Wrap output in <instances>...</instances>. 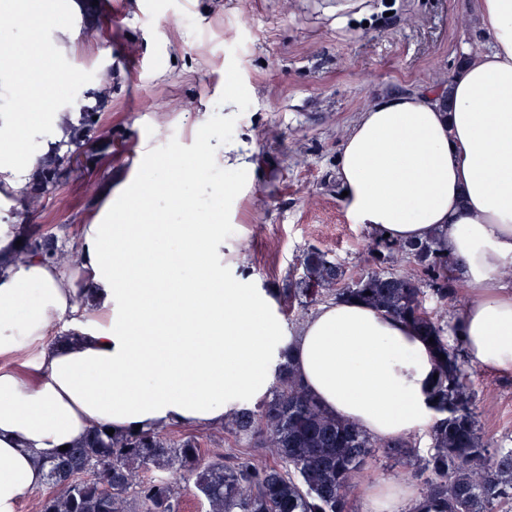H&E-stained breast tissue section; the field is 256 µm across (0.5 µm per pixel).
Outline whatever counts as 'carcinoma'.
Returning <instances> with one entry per match:
<instances>
[{
  "instance_id": "1",
  "label": "carcinoma",
  "mask_w": 512,
  "mask_h": 512,
  "mask_svg": "<svg viewBox=\"0 0 512 512\" xmlns=\"http://www.w3.org/2000/svg\"><path fill=\"white\" fill-rule=\"evenodd\" d=\"M65 163L55 157L41 165L31 188L35 198L57 186ZM366 249L373 268L351 279L328 253L308 249L296 287L287 289L288 307L306 309L330 296L358 300L433 338L432 397L444 417L430 430V455L404 473L422 478L412 512H512V448H496L482 436L464 342L447 336L441 318L426 307L428 290L442 304L457 295L459 263L435 238L397 243L373 236ZM21 254L59 259L54 238L43 234L27 235ZM231 429L246 441L261 436L268 456L207 460L194 437L175 440L155 431L112 436L94 426L83 442L45 461L50 491L37 512H178L171 478L177 471L194 477L206 512H350L353 480L375 449H391L396 465L411 455L408 443L375 439L327 412L288 363L268 396L234 413ZM90 464L103 481L78 479Z\"/></svg>"
}]
</instances>
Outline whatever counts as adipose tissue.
<instances>
[{
	"mask_svg": "<svg viewBox=\"0 0 512 512\" xmlns=\"http://www.w3.org/2000/svg\"><path fill=\"white\" fill-rule=\"evenodd\" d=\"M490 44L434 90L371 102L337 159L355 223L393 241L439 235L472 294L457 322L476 367L512 373V0H479ZM30 113H0V188L24 193L40 164ZM156 176L122 187L104 218L79 225L76 261L20 256L27 227L0 221V512L45 482L43 455L90 425L123 435L209 427L263 399L284 355L328 411L380 439L433 423L434 352L403 321L363 303L322 305L288 328L276 297L225 262L220 224L132 223ZM369 512H406L405 483L361 484Z\"/></svg>",
	"mask_w": 512,
	"mask_h": 512,
	"instance_id": "obj_1",
	"label": "adipose tissue"
}]
</instances>
